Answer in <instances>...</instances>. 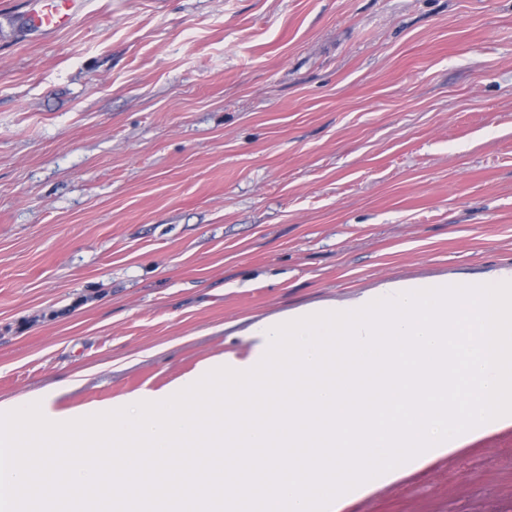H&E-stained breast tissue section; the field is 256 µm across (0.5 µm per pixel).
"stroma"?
<instances>
[{"mask_svg": "<svg viewBox=\"0 0 512 512\" xmlns=\"http://www.w3.org/2000/svg\"><path fill=\"white\" fill-rule=\"evenodd\" d=\"M0 0V404L62 422L251 326L512 268V0ZM345 512H512V425ZM39 8L23 17L24 23L53 33L70 25L83 0H38Z\"/></svg>", "mask_w": 512, "mask_h": 512, "instance_id": "1", "label": "stroma"}]
</instances>
